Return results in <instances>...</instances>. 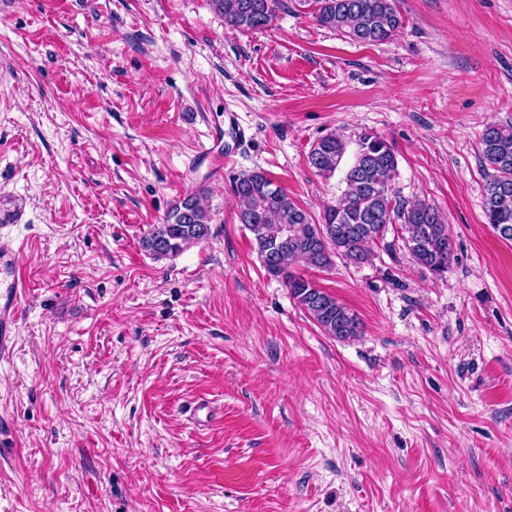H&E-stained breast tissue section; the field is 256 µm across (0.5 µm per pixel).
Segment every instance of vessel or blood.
<instances>
[{
    "mask_svg": "<svg viewBox=\"0 0 512 512\" xmlns=\"http://www.w3.org/2000/svg\"><path fill=\"white\" fill-rule=\"evenodd\" d=\"M16 220V211L0 207V360L16 344L28 292L21 273L22 247L7 240Z\"/></svg>",
    "mask_w": 512,
    "mask_h": 512,
    "instance_id": "b4317fda",
    "label": "vessel or blood"
}]
</instances>
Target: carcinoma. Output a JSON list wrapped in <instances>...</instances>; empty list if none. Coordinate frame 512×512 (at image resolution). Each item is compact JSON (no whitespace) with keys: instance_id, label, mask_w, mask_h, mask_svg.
Returning a JSON list of instances; mask_svg holds the SVG:
<instances>
[{"instance_id":"obj_1","label":"carcinoma","mask_w":512,"mask_h":512,"mask_svg":"<svg viewBox=\"0 0 512 512\" xmlns=\"http://www.w3.org/2000/svg\"><path fill=\"white\" fill-rule=\"evenodd\" d=\"M317 22L352 41L382 44L403 26L395 0H315ZM224 23L235 29L262 30L273 25L283 0H211ZM482 155L492 174L484 195V216L499 236L512 241V122L489 124L480 136ZM347 151V143L328 134L312 145L309 166L333 175ZM393 145L365 132L356 141L352 160L343 174L344 189L335 204L315 220L282 188L262 172L238 177L234 183L238 217L256 242L264 267L279 277L310 318L340 341L361 333L357 316L315 283L294 273L296 266L329 268L333 258L361 266L374 258V246L384 240L389 226L400 220L402 239L412 260L440 275L454 260L448 225L429 204L409 208L393 199L390 182L397 174ZM209 204L200 188L175 203L164 223L154 224L142 239L145 250L166 255L209 234Z\"/></svg>"}]
</instances>
